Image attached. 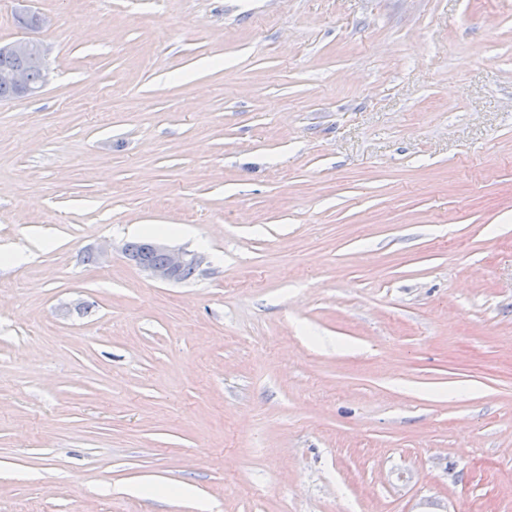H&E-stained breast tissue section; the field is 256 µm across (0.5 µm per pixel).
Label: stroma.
Here are the masks:
<instances>
[{
    "label": "stroma",
    "instance_id": "35a3bbf8",
    "mask_svg": "<svg viewBox=\"0 0 512 512\" xmlns=\"http://www.w3.org/2000/svg\"><path fill=\"white\" fill-rule=\"evenodd\" d=\"M28 6L0 512H512V0ZM152 243L148 241H135L126 244L125 254L126 258L133 263L141 256L148 254L150 260L155 264H160L164 261V256L159 252L150 250ZM155 251L163 252L165 255V262L161 265H155L147 260L141 261L138 266L142 268L151 278L162 282H177L179 274L184 266L195 261V257H189V254L178 249L169 248L155 244L152 246ZM197 265L190 264L184 268L181 273L180 281H185L193 276L197 269Z\"/></svg>",
    "mask_w": 512,
    "mask_h": 512
}]
</instances>
